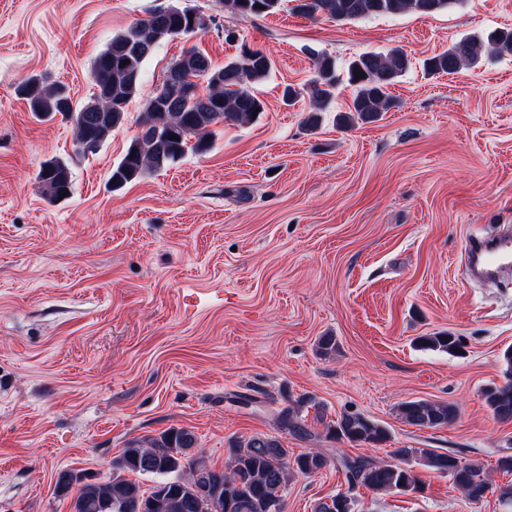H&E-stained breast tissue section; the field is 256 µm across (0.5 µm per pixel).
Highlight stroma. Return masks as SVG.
Here are the masks:
<instances>
[{
    "mask_svg": "<svg viewBox=\"0 0 512 512\" xmlns=\"http://www.w3.org/2000/svg\"><path fill=\"white\" fill-rule=\"evenodd\" d=\"M168 5L196 8L205 25L157 48L141 96L187 43L217 65L246 44L274 63L258 86L265 110L116 190L139 101L84 157L72 124L37 119L18 88L35 76L87 103L95 57ZM496 29H512V0L350 22L288 8L242 18L218 0H0V512H70L60 473L110 478L130 442L170 427L193 430L216 469L232 441L260 434L323 453L328 466L291 477L281 502L312 512L345 490L340 462L361 452L326 437L325 421L346 412L388 430L373 458L432 448L512 483L497 469L512 454V422L482 398L504 379L512 288L464 275L468 238L512 228V54L450 75L422 69ZM394 49L410 66L381 120L339 126L352 95L343 83L318 128L306 127L313 54L342 73L360 54ZM289 84L301 90L291 106ZM53 157L72 171L70 195L55 202L38 178ZM443 330L462 337L463 355L417 345ZM322 336L335 351L320 353ZM418 399L454 404L455 421L407 424L398 406ZM293 405L308 436L275 424ZM420 475L411 495L358 489L362 512H512L497 495L473 503L450 477Z\"/></svg>",
    "mask_w": 512,
    "mask_h": 512,
    "instance_id": "stroma-1",
    "label": "stroma"
}]
</instances>
